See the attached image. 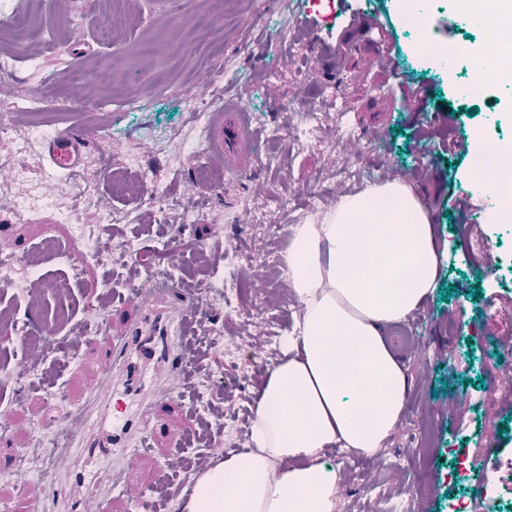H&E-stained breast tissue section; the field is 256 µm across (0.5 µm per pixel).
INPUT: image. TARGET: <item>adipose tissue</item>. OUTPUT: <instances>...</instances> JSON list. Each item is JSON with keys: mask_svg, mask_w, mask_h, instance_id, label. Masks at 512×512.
<instances>
[{"mask_svg": "<svg viewBox=\"0 0 512 512\" xmlns=\"http://www.w3.org/2000/svg\"><path fill=\"white\" fill-rule=\"evenodd\" d=\"M505 175L498 146L483 145L472 182L495 197ZM284 266L301 313L258 390L249 448L197 474L182 512H336L327 450L375 456L406 411L410 381L384 331L438 286L432 225L411 187L348 194L295 225Z\"/></svg>", "mask_w": 512, "mask_h": 512, "instance_id": "1", "label": "adipose tissue"}]
</instances>
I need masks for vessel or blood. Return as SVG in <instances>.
Here are the masks:
<instances>
[{
	"instance_id": "b4317fda",
	"label": "vessel or blood",
	"mask_w": 512,
	"mask_h": 512,
	"mask_svg": "<svg viewBox=\"0 0 512 512\" xmlns=\"http://www.w3.org/2000/svg\"><path fill=\"white\" fill-rule=\"evenodd\" d=\"M257 135L245 106L228 97L209 113L205 156L216 181L227 174L247 171ZM90 132L59 131L44 141L53 169L78 172ZM133 311L124 317L110 338L101 385L111 387L112 403L103 405L98 391H90L77 428L69 430L72 447L81 449L86 466L69 484L66 496L71 512H99L98 489L115 500H145L137 457L161 446L179 448L184 434L162 426L164 413L181 407L188 376L186 338L194 332V301L188 289L174 279L150 280L132 299Z\"/></svg>"
}]
</instances>
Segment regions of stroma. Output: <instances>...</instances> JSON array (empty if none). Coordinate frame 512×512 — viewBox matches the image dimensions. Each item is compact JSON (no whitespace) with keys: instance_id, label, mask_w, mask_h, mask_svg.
I'll use <instances>...</instances> for the list:
<instances>
[{"instance_id":"stroma-1","label":"stroma","mask_w":512,"mask_h":512,"mask_svg":"<svg viewBox=\"0 0 512 512\" xmlns=\"http://www.w3.org/2000/svg\"><path fill=\"white\" fill-rule=\"evenodd\" d=\"M403 0H130L132 24L125 36L106 42L107 14L95 0H25L33 18L29 42L41 49L39 68H19L0 80V113L10 111L17 85L43 98L42 111L24 117L12 137H0V168L8 189L0 207L38 200L21 223H0V254L39 255L34 273L20 275L0 294V309L13 312L20 334L0 338V420L11 432L0 439V474L36 463L43 450L35 429L54 419L58 402L81 407L98 383L108 336L93 321L114 322L129 309L137 282L134 266L104 255L73 276L50 254L46 240L68 250L74 236L65 223L78 179L97 184L101 206L132 213V220L100 224L87 213L83 230L110 243L137 240L142 251L172 257L176 278L198 287L196 352L192 377L207 381L202 399L217 419L203 451L244 448L254 393L281 357L280 341L299 311L296 300L270 311L265 323L249 325L235 313L238 288L287 294L285 277L262 269L242 270L225 252L226 242L262 252L288 243L293 225L315 221L353 194L395 178L411 184L428 212L439 253L440 290L399 327L415 338L416 352L401 363L411 381L408 410L384 448L364 458L335 448L327 458L339 466L336 512H389L410 500L417 484L429 492L418 512H512V494L483 498L479 483L496 477L500 459L512 456V395L502 392L490 370L512 355V221L492 218L470 224L453 197L486 203L471 182V161L482 144L512 145V84L476 85L469 62L443 66L419 50L423 37L482 50L484 42L456 6L429 0L424 32L402 18ZM379 25L355 27L364 13ZM181 44H168L172 28ZM336 46L340 63L318 66V43ZM388 62L376 63L379 50ZM224 73L213 82L211 70ZM193 92L202 109L213 92L236 97L251 114L259 136L255 154L279 152L281 167L255 166L223 181L201 178L206 167L203 128L183 108ZM136 95V111L117 99ZM439 115V128L464 141L455 155L421 140V117ZM55 130H97L83 169L73 177L53 171L40 147L21 153L16 142L30 125ZM165 141L164 157L154 155ZM149 166L166 195L140 200L112 195L108 175L129 159ZM194 207L196 223H182ZM468 223V222H467ZM501 255L489 269L479 265L483 248ZM60 284L66 317L55 326L54 345L39 351L22 333L39 335L43 311L54 293H39L37 280ZM212 289H200V281ZM451 289L443 298V289ZM457 319L449 331V319Z\"/></svg>"}]
</instances>
